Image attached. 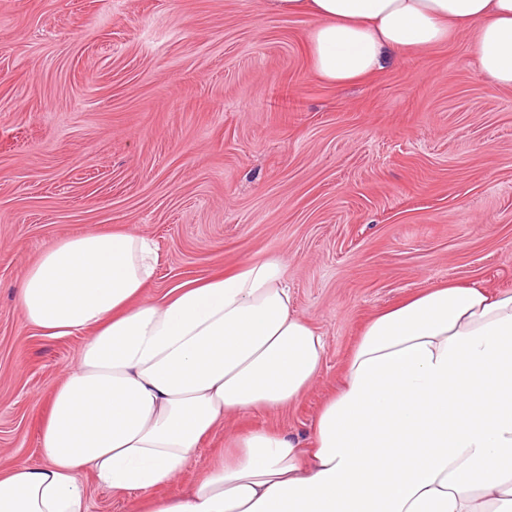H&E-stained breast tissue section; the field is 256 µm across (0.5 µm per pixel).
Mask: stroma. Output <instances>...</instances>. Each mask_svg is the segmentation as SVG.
Instances as JSON below:
<instances>
[{
	"mask_svg": "<svg viewBox=\"0 0 512 512\" xmlns=\"http://www.w3.org/2000/svg\"><path fill=\"white\" fill-rule=\"evenodd\" d=\"M315 24L264 0H0V471L42 465L85 342L41 335L15 300L56 240L151 238L154 299L284 261L321 378L242 431L309 436L366 321L401 299L512 290V88L485 80L472 33L336 85L311 68Z\"/></svg>",
	"mask_w": 512,
	"mask_h": 512,
	"instance_id": "35a3bbf8",
	"label": "stroma"
}]
</instances>
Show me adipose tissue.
<instances>
[{
	"mask_svg": "<svg viewBox=\"0 0 512 512\" xmlns=\"http://www.w3.org/2000/svg\"><path fill=\"white\" fill-rule=\"evenodd\" d=\"M308 14L314 72L345 84L388 53L472 30L487 80L512 87V0H266ZM146 236L91 230L54 241L16 301L47 336H85L41 427L42 465L0 473V512H88L80 476L129 512H512V291L426 289L374 314L309 439L225 435L192 487L172 491L232 417L280 410L319 378L325 344L299 315L281 260L146 298Z\"/></svg>",
	"mask_w": 512,
	"mask_h": 512,
	"instance_id": "ef3b65f1",
	"label": "adipose tissue"
}]
</instances>
